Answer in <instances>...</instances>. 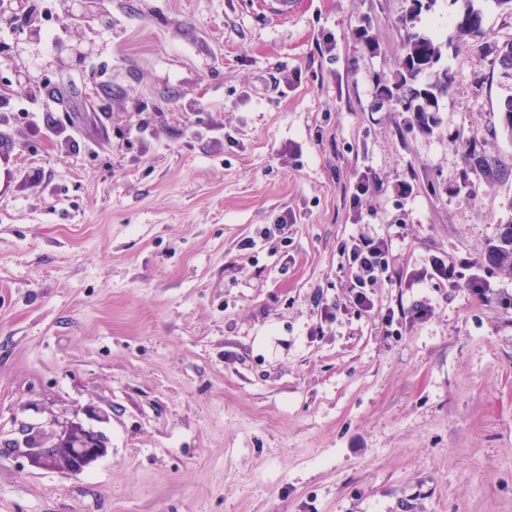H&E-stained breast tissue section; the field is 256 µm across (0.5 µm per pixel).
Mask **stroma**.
<instances>
[{"label": "stroma", "mask_w": 512, "mask_h": 512, "mask_svg": "<svg viewBox=\"0 0 512 512\" xmlns=\"http://www.w3.org/2000/svg\"><path fill=\"white\" fill-rule=\"evenodd\" d=\"M96 2L111 28L64 23L96 67L47 71L40 126L0 97V440L103 409L110 450L70 476L0 449V512H512V270L487 261L512 14L444 47L424 128L379 98L408 0ZM284 214L287 251L242 249ZM362 223L393 238L369 312L340 257ZM435 256L455 286L409 279Z\"/></svg>", "instance_id": "obj_1"}]
</instances>
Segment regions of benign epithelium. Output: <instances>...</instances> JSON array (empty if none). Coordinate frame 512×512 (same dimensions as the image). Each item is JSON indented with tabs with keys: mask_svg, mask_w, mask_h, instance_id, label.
I'll return each mask as SVG.
<instances>
[{
	"mask_svg": "<svg viewBox=\"0 0 512 512\" xmlns=\"http://www.w3.org/2000/svg\"><path fill=\"white\" fill-rule=\"evenodd\" d=\"M67 17L81 22L91 17L87 0H69ZM31 30H22L14 42L12 55L5 62L15 77V82L42 83V73L28 65ZM92 52V46L81 39L59 42L54 49L53 62L60 67H74ZM21 439L14 446L25 448L31 463L45 469L58 470L70 475H80L96 461L108 454L110 440L101 430L85 425L77 415L55 417L43 427L19 429Z\"/></svg>",
	"mask_w": 512,
	"mask_h": 512,
	"instance_id": "1",
	"label": "benign epithelium"
}]
</instances>
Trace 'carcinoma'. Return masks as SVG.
<instances>
[{
  "mask_svg": "<svg viewBox=\"0 0 512 512\" xmlns=\"http://www.w3.org/2000/svg\"><path fill=\"white\" fill-rule=\"evenodd\" d=\"M492 2L506 12L512 13V0H463L460 15L473 17L477 20H486L485 3ZM421 8L410 5L402 19V27L405 35L403 38V72L399 73L394 87L385 86L382 91L391 93L400 91L412 84H416L423 92L419 99L418 107L412 108L404 105L403 100H398V105L405 112H416L415 120L421 121L429 112L439 111V102L450 91L452 79L448 78V68L436 70V65L442 58L443 44L432 33L420 30L416 27V20ZM488 262L508 267L512 266V237H497L491 245L488 254Z\"/></svg>",
  "mask_w": 512,
  "mask_h": 512,
  "instance_id": "obj_1",
  "label": "carcinoma"
}]
</instances>
